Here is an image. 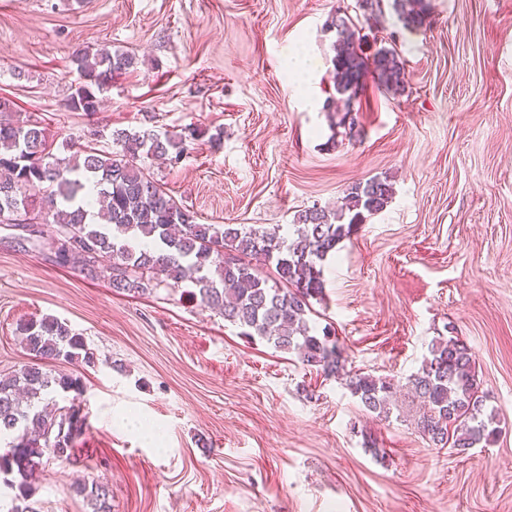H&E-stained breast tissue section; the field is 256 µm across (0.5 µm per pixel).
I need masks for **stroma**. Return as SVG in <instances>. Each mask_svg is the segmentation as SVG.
<instances>
[{
  "instance_id": "35a3bbf8",
  "label": "stroma",
  "mask_w": 512,
  "mask_h": 512,
  "mask_svg": "<svg viewBox=\"0 0 512 512\" xmlns=\"http://www.w3.org/2000/svg\"><path fill=\"white\" fill-rule=\"evenodd\" d=\"M428 3L416 28L361 22L393 39L406 83L366 75L350 141L327 106L325 23L356 0H0V97L18 118L48 123L62 156L118 129H196L179 163L149 167L199 223L289 224L390 180L386 208L325 260L313 319L346 369L376 376L406 378L434 337H460L500 420L488 447L436 448L186 289L116 293L0 224V374L30 360L17 326L46 316L100 358L53 366L81 377L88 428L75 460L43 461L37 512H92L76 488L95 482L112 512H512V0ZM104 45L141 66L96 112L66 111L74 49ZM294 51L303 72L285 70Z\"/></svg>"
}]
</instances>
